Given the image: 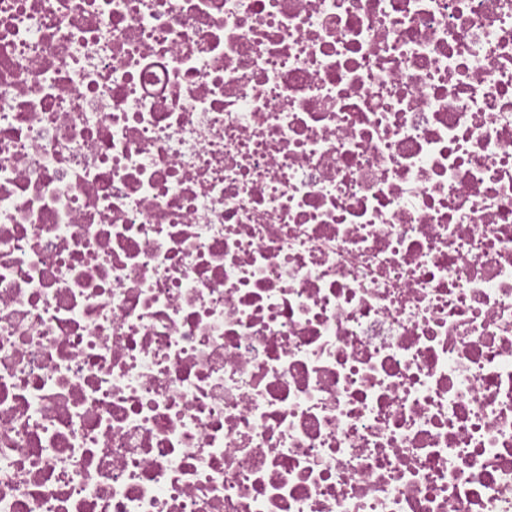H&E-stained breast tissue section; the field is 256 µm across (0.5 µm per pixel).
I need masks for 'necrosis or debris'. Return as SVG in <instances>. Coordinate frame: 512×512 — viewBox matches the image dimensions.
Returning <instances> with one entry per match:
<instances>
[{"instance_id": "necrosis-or-debris-1", "label": "necrosis or debris", "mask_w": 512, "mask_h": 512, "mask_svg": "<svg viewBox=\"0 0 512 512\" xmlns=\"http://www.w3.org/2000/svg\"><path fill=\"white\" fill-rule=\"evenodd\" d=\"M0 512H512V0H0Z\"/></svg>"}]
</instances>
